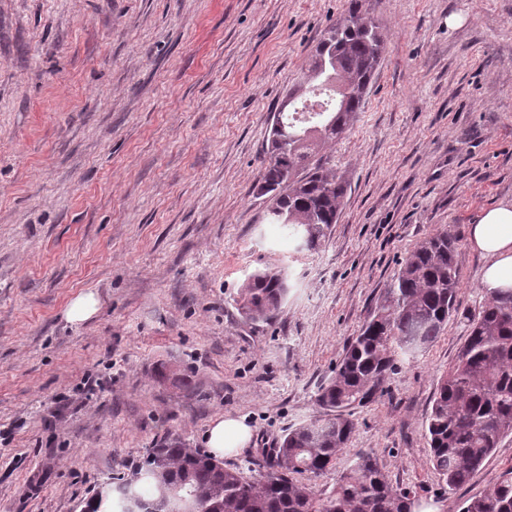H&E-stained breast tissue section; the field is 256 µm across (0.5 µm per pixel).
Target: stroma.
I'll return each instance as SVG.
<instances>
[{"instance_id": "1", "label": "stroma", "mask_w": 512, "mask_h": 512, "mask_svg": "<svg viewBox=\"0 0 512 512\" xmlns=\"http://www.w3.org/2000/svg\"><path fill=\"white\" fill-rule=\"evenodd\" d=\"M349 0H0V512H82L165 436L204 451L220 416L252 430L224 463L253 479L422 239L457 242L458 312L404 359L355 432L417 512H456L512 477V434L470 481L435 471L426 424L486 301L480 213L512 201V0H362L385 50L347 132L349 180L313 250L265 220L271 119ZM283 271L267 322L239 292ZM100 300L70 323L78 295Z\"/></svg>"}]
</instances>
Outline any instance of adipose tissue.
Instances as JSON below:
<instances>
[{
    "label": "adipose tissue",
    "instance_id": "adipose-tissue-1",
    "mask_svg": "<svg viewBox=\"0 0 512 512\" xmlns=\"http://www.w3.org/2000/svg\"><path fill=\"white\" fill-rule=\"evenodd\" d=\"M469 242L489 259L480 276L486 297L512 290V201L483 210L469 227ZM250 439L251 429L243 420L224 417L212 423L206 445L221 457L238 452Z\"/></svg>",
    "mask_w": 512,
    "mask_h": 512
}]
</instances>
